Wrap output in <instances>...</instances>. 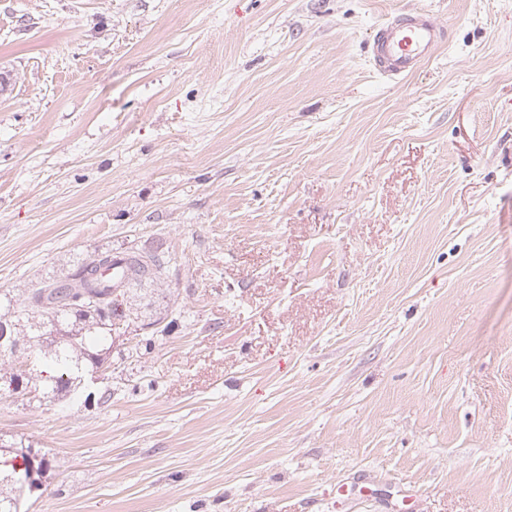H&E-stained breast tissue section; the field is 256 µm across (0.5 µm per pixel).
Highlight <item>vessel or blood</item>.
I'll return each mask as SVG.
<instances>
[{
  "label": "vessel or blood",
  "mask_w": 512,
  "mask_h": 512,
  "mask_svg": "<svg viewBox=\"0 0 512 512\" xmlns=\"http://www.w3.org/2000/svg\"><path fill=\"white\" fill-rule=\"evenodd\" d=\"M444 33V26L423 12L386 21L372 40V64L387 79H404L440 51Z\"/></svg>",
  "instance_id": "b4317fda"
}]
</instances>
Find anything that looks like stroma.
I'll return each instance as SVG.
<instances>
[{"label": "stroma", "instance_id": "35a3bbf8", "mask_svg": "<svg viewBox=\"0 0 512 512\" xmlns=\"http://www.w3.org/2000/svg\"><path fill=\"white\" fill-rule=\"evenodd\" d=\"M0 73V291L173 258L167 333L0 391L25 512H512V0H0ZM445 31L441 23L423 12L386 21L372 40V64L385 78L402 80L440 51Z\"/></svg>", "mask_w": 512, "mask_h": 512}]
</instances>
